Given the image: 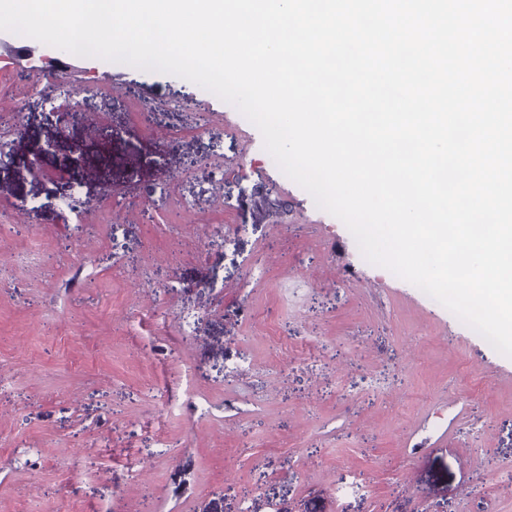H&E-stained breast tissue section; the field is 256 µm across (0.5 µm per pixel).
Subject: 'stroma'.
Segmentation results:
<instances>
[{
    "label": "stroma",
    "mask_w": 512,
    "mask_h": 512,
    "mask_svg": "<svg viewBox=\"0 0 512 512\" xmlns=\"http://www.w3.org/2000/svg\"><path fill=\"white\" fill-rule=\"evenodd\" d=\"M22 47L0 33V512H512V358L235 106L74 55L48 103Z\"/></svg>",
    "instance_id": "1"
}]
</instances>
